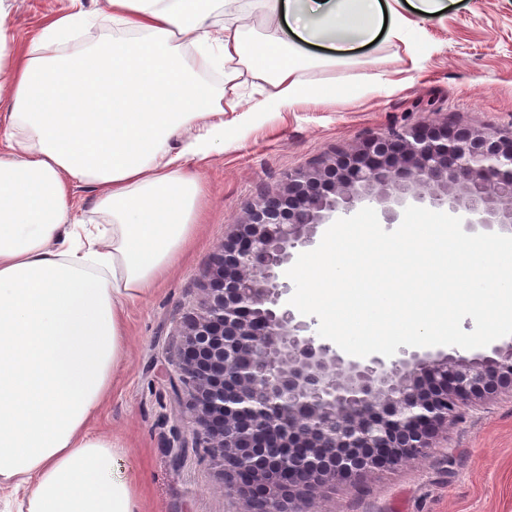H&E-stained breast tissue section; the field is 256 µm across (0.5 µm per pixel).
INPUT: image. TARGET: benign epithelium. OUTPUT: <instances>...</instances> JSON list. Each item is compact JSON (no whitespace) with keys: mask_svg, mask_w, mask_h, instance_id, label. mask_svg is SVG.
Instances as JSON below:
<instances>
[{"mask_svg":"<svg viewBox=\"0 0 512 512\" xmlns=\"http://www.w3.org/2000/svg\"><path fill=\"white\" fill-rule=\"evenodd\" d=\"M470 230L512 225V131L424 120L258 193L182 317L173 375L194 433L247 512H305L322 489L425 461L463 410L512 392V346L349 358L288 307L282 273L333 215L408 198Z\"/></svg>","mask_w":512,"mask_h":512,"instance_id":"benign-epithelium-1","label":"benign epithelium"}]
</instances>
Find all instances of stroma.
<instances>
[{
	"mask_svg": "<svg viewBox=\"0 0 512 512\" xmlns=\"http://www.w3.org/2000/svg\"><path fill=\"white\" fill-rule=\"evenodd\" d=\"M7 25L17 40L33 38L66 0H8ZM442 17L414 36L426 48L419 69L405 71L390 44L361 50L397 83L344 94L353 67L317 73L341 92L327 103L305 102L267 120L203 169L207 192L202 230L174 272L127 313L128 355L97 430L122 436L123 471L134 473L147 512H245L227 494L221 468L200 447L187 409L165 369L180 347L179 321L198 305L201 284L219 245L262 188L288 172L422 119L512 130V0H446ZM177 435L181 465L160 447ZM307 512H512V393L473 406L440 433L432 456L379 470L317 494Z\"/></svg>",
	"mask_w": 512,
	"mask_h": 512,
	"instance_id": "35a3bbf8",
	"label": "stroma"
}]
</instances>
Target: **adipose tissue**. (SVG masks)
Instances as JSON below:
<instances>
[{
	"instance_id": "obj_1",
	"label": "adipose tissue",
	"mask_w": 512,
	"mask_h": 512,
	"mask_svg": "<svg viewBox=\"0 0 512 512\" xmlns=\"http://www.w3.org/2000/svg\"><path fill=\"white\" fill-rule=\"evenodd\" d=\"M442 0H69L32 40L0 6V512H143L96 432L126 305L199 235L201 171L308 72L376 42L418 67ZM93 193L90 212L77 187Z\"/></svg>"
}]
</instances>
